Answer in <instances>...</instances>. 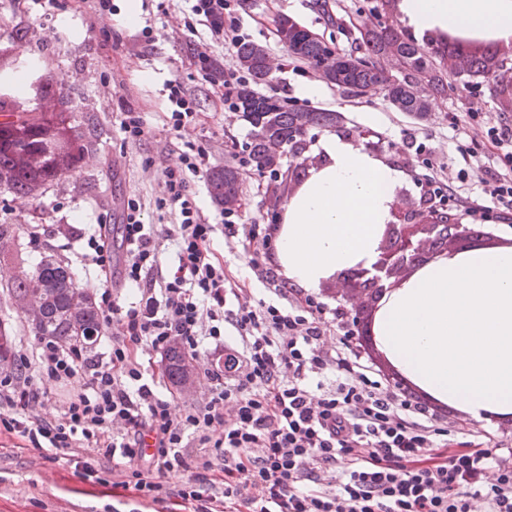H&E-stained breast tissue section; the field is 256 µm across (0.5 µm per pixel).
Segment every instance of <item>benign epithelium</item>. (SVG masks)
<instances>
[{
	"mask_svg": "<svg viewBox=\"0 0 512 512\" xmlns=\"http://www.w3.org/2000/svg\"><path fill=\"white\" fill-rule=\"evenodd\" d=\"M427 206L429 202L423 198L416 209L392 212L393 220L384 226L375 262L337 275L347 281L349 292L344 297L352 303L353 320L373 349L375 315L390 291L429 261L466 252L482 242V236L475 235L467 224L433 223L426 218Z\"/></svg>",
	"mask_w": 512,
	"mask_h": 512,
	"instance_id": "7a95c632",
	"label": "benign epithelium"
}]
</instances>
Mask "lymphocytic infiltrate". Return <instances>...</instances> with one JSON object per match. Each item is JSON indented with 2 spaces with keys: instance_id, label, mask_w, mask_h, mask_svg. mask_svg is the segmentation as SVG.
Returning <instances> with one entry per match:
<instances>
[{
  "instance_id": "lymphocytic-infiltrate-1",
  "label": "lymphocytic infiltrate",
  "mask_w": 512,
  "mask_h": 512,
  "mask_svg": "<svg viewBox=\"0 0 512 512\" xmlns=\"http://www.w3.org/2000/svg\"><path fill=\"white\" fill-rule=\"evenodd\" d=\"M470 118L499 160L481 178V192L510 224L512 126L475 112ZM201 173L187 153L181 167L164 171L157 205L179 216L164 229L144 223L139 203L128 200L116 229L122 267L114 265L110 225L88 239L89 265L135 290L124 304L111 288L99 295L120 332L95 354L48 336L34 352H17L0 370V427L41 451L99 449L124 467L139 497H177L195 503L194 512H213L198 501L195 485L203 481L220 484L224 512H512V451L390 384L341 308L289 286L270 265L257 273L270 300H251L232 286L213 252L215 227L189 194L190 177ZM168 245L177 263L165 270L159 255ZM332 323L339 335L328 344ZM228 326L238 354L225 357L223 373L210 374L208 400L173 411L145 354L176 344L200 356L205 339H220ZM79 374L82 392L56 414L37 412L43 392L35 380L63 388ZM175 471L191 477L170 486Z\"/></svg>"
}]
</instances>
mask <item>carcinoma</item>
<instances>
[{
    "mask_svg": "<svg viewBox=\"0 0 512 512\" xmlns=\"http://www.w3.org/2000/svg\"><path fill=\"white\" fill-rule=\"evenodd\" d=\"M276 35L294 57L312 67L330 55L336 56L334 85L352 93L384 82L379 61L396 60L402 78L390 85L388 95L399 111L419 117L429 111L430 97L444 91L448 76L487 77L503 64L498 50L484 40L450 34L444 49L439 51L385 22L361 32L366 53L354 61L324 42L308 38L301 28L285 31L278 27ZM236 54L241 68L254 84L265 82L268 53L264 46L243 41L237 45ZM269 100L271 97L251 88L242 89L237 98L238 109L255 127L249 156L261 169H271L276 163L269 155L271 145H288L297 150L302 147V136L308 127L336 124L333 112L289 107L282 101L273 121L261 125L259 119ZM65 104L61 92L41 93L32 109L0 99V187L36 198L46 183L74 169L72 145L78 120L64 110ZM209 190L218 203L236 197L240 192L239 171L230 166L212 171ZM11 288L19 299H37L40 314L38 324L34 325L37 335L53 336L65 344L85 349L97 341L101 314L92 295L77 286L68 266L43 259L35 268L15 278ZM165 368L174 386L186 382V358L179 349L168 353Z\"/></svg>",
    "mask_w": 512,
    "mask_h": 512,
    "instance_id": "1",
    "label": "carcinoma"
}]
</instances>
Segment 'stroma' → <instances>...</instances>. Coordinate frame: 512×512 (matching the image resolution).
<instances>
[{"label":"stroma","mask_w":512,"mask_h":512,"mask_svg":"<svg viewBox=\"0 0 512 512\" xmlns=\"http://www.w3.org/2000/svg\"><path fill=\"white\" fill-rule=\"evenodd\" d=\"M224 18L229 25L213 31L206 18L194 15L192 0H140L139 23L127 27L123 0H112V10L99 15L86 0H68L65 9L47 13L36 0H0V76L22 84L23 100H34V82L50 92H64L66 109L80 125L73 171L49 182L42 197L33 200L0 188V225L11 228L0 239V333L12 349H32L37 338L27 322L22 302L11 284L17 264L34 268L53 256L71 268L77 283L98 289L100 276L86 266L87 239L100 222L118 224L128 200L142 206L145 223L169 225L176 214L158 209L163 195V172L181 164L187 142L206 151V170L232 166L241 178L243 205L234 218L238 224L267 226L277 223L279 207L274 198L288 199L296 186L286 179L287 170L299 165L284 152L278 170L257 171L249 156L255 129L240 111L224 108L223 79H210L201 70L197 54L218 58L225 76L240 74L237 40L265 46L276 71L272 82L259 93L284 99L288 105L338 112L333 129L309 127L302 136L305 158L315 159L319 140L326 133L346 136L366 134L376 155L401 170L395 189V205L406 208L427 196L426 179L447 178L449 173H468L456 183V194L478 198L473 176L474 160L467 152L477 134L475 125H451L448 117L478 112L495 118L500 114L503 89L512 88V62L490 78H449L444 94L432 99L433 110L419 118L396 109L385 83L354 95L324 80L308 64L291 59L276 36V22L289 16L338 52L363 55L360 32L369 23L383 21L402 28L398 0H229ZM176 80L198 105L194 124L176 131L169 123L170 103L166 85ZM317 86L305 95V86ZM140 113L148 134L142 139L125 137L120 122L126 112ZM190 191L210 223L215 224L214 247L223 255L229 273L251 288L254 298L265 297L264 286L251 266L262 260L259 244L243 245L225 235L223 209L211 197L206 180L194 178ZM44 233L40 245L29 242L31 225ZM78 228L75 236L57 234L59 225ZM236 346L233 331L209 341L206 354L194 360L191 390H173L161 359L153 368L173 410L202 403L211 395L206 369L219 368ZM99 467L105 460L96 449L79 448L74 456L47 458L45 453L24 448L13 434H0V512H190L171 502H154L121 486L120 475L100 477L82 474V463Z\"/></svg>","instance_id":"obj_1"}]
</instances>
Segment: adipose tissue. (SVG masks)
<instances>
[{"label": "adipose tissue", "instance_id": "obj_1", "mask_svg": "<svg viewBox=\"0 0 512 512\" xmlns=\"http://www.w3.org/2000/svg\"><path fill=\"white\" fill-rule=\"evenodd\" d=\"M427 37L456 32L512 39V0H399ZM320 161L281 207L282 275L317 288L371 264L391 219L399 171L364 145L328 134ZM374 333L387 358L436 400L483 421L512 415V247L443 257L381 302Z\"/></svg>", "mask_w": 512, "mask_h": 512}]
</instances>
